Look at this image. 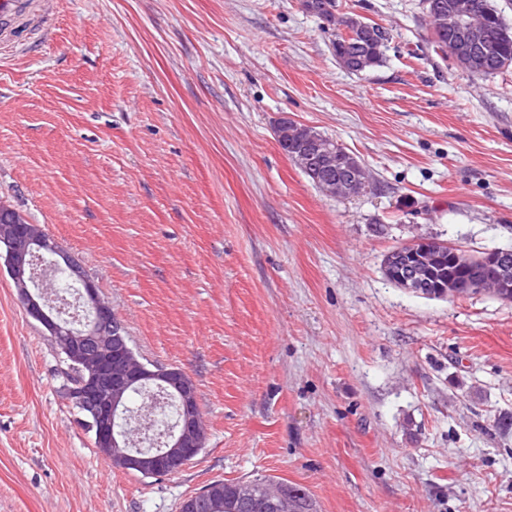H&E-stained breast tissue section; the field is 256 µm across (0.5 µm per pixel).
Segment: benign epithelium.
<instances>
[{"instance_id": "1", "label": "benign epithelium", "mask_w": 512, "mask_h": 512, "mask_svg": "<svg viewBox=\"0 0 512 512\" xmlns=\"http://www.w3.org/2000/svg\"><path fill=\"white\" fill-rule=\"evenodd\" d=\"M424 5L428 16L440 17L443 28H451L444 51L465 71L483 70L486 50L509 36V29L493 25L487 10L475 0H452L448 4L426 0ZM302 6L344 33H357L369 41L376 38L368 22L337 14L327 0H302ZM277 137L288 149L297 151L295 160L322 193L349 198L369 187L363 165L336 170V142L315 128L285 118L278 125ZM443 246L442 241L423 237L394 248L383 261L385 277L398 288L428 298H460L488 288L487 283L467 275L450 276L445 284L432 279ZM448 251L461 270L477 265L491 267L509 253L507 249H498L475 255L451 244ZM1 269L12 281L26 315L80 374L79 384L67 392V399L87 412V425L95 430L99 452L111 458L115 467L146 477L173 474L203 451L207 429L197 388L189 374L178 365L147 362L125 336L124 324L80 261L42 225L27 222L20 213L5 206H0ZM57 273L80 288L88 317L78 327L66 325L50 304L56 294ZM150 386L168 388L175 398L177 428L164 448L139 447L159 404L149 399L134 422L125 405L127 391ZM268 507L271 512H295L294 503L279 491L269 496Z\"/></svg>"}]
</instances>
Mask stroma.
Wrapping results in <instances>:
<instances>
[{
	"label": "stroma",
	"instance_id": "35a3bbf8",
	"mask_svg": "<svg viewBox=\"0 0 512 512\" xmlns=\"http://www.w3.org/2000/svg\"><path fill=\"white\" fill-rule=\"evenodd\" d=\"M0 44V202L80 260L147 360L183 367L207 427L175 474L113 467L0 271V512H176L274 475L317 512H512V302L383 275L429 237L512 249V67L436 51L422 0H336L388 28L353 74L301 0H58ZM369 189L326 196L283 118Z\"/></svg>",
	"mask_w": 512,
	"mask_h": 512
}]
</instances>
